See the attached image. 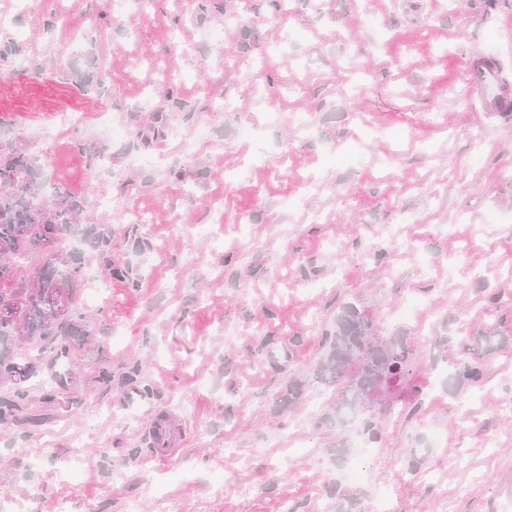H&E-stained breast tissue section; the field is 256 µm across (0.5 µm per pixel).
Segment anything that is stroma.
I'll list each match as a JSON object with an SVG mask.
<instances>
[{"label": "stroma", "instance_id": "35a3bbf8", "mask_svg": "<svg viewBox=\"0 0 512 512\" xmlns=\"http://www.w3.org/2000/svg\"><path fill=\"white\" fill-rule=\"evenodd\" d=\"M19 22L0 140L26 147L45 187H106L112 208L76 227L82 340L42 353L0 421V495L33 512H124L133 497L155 512L161 485L170 512H280L285 498L372 512L386 489L392 512H512V118L469 92L482 58L512 87V0H29ZM70 112L80 128L45 137ZM199 130L207 142L181 150ZM217 196L223 223L196 234ZM101 228L108 263L88 242ZM347 301L412 346L422 389L392 396L361 481L343 476L358 421H324L336 390L309 379ZM475 354L482 381L451 385ZM293 376L307 389L285 408ZM155 411L182 429L163 461L144 439ZM76 454L79 479L57 477Z\"/></svg>", "mask_w": 512, "mask_h": 512}]
</instances>
